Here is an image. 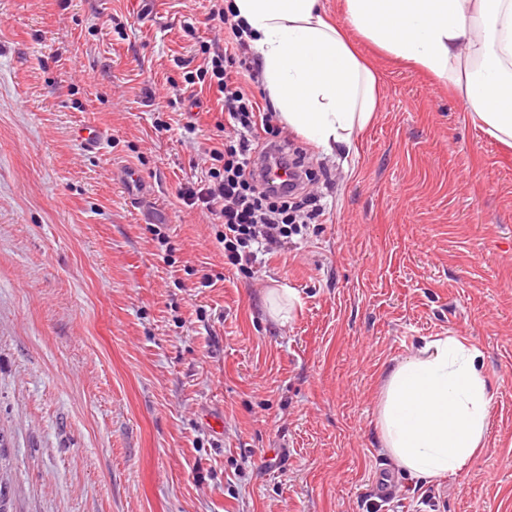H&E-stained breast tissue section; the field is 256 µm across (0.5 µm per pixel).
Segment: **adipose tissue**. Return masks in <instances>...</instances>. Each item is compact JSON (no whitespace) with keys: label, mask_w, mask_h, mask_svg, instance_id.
<instances>
[{"label":"adipose tissue","mask_w":512,"mask_h":512,"mask_svg":"<svg viewBox=\"0 0 512 512\" xmlns=\"http://www.w3.org/2000/svg\"><path fill=\"white\" fill-rule=\"evenodd\" d=\"M259 54L278 119L331 156L351 147L380 107L379 78L346 36L448 86L494 139L512 145V0H344L346 26L323 0H228ZM479 354L457 338L388 366L377 423L408 474L459 471L480 447L491 399Z\"/></svg>","instance_id":"ef3b65f1"}]
</instances>
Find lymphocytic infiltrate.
<instances>
[{
    "instance_id": "1",
    "label": "lymphocytic infiltrate",
    "mask_w": 512,
    "mask_h": 512,
    "mask_svg": "<svg viewBox=\"0 0 512 512\" xmlns=\"http://www.w3.org/2000/svg\"><path fill=\"white\" fill-rule=\"evenodd\" d=\"M208 20L222 24L223 50L201 44L202 65L186 71L187 84L216 89L222 100L216 120L217 142L207 152L209 164L196 182L187 183L178 198L199 209L211 223L223 225L216 240L224 249V263L247 273L264 256L281 253L293 237L306 236L310 224L323 215L321 193L312 191L317 178L304 160L288 149L287 138L272 124L271 112L261 111L238 80L246 62L240 56L243 26L234 12L210 9ZM294 167L295 180L287 190L273 188L259 170L260 163Z\"/></svg>"
}]
</instances>
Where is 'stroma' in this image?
I'll list each match as a JSON object with an SVG mask.
<instances>
[{"label": "stroma", "mask_w": 512, "mask_h": 512, "mask_svg": "<svg viewBox=\"0 0 512 512\" xmlns=\"http://www.w3.org/2000/svg\"><path fill=\"white\" fill-rule=\"evenodd\" d=\"M209 0H0V472L13 512H512V148L447 86L354 36L380 79L299 248L253 273L181 204L195 132L156 134ZM110 131L82 151L81 127ZM129 169L144 188L131 195ZM210 286H203V279ZM300 298L287 324L268 289ZM453 336L481 354L485 442L432 482L388 466L384 370Z\"/></svg>", "instance_id": "1"}]
</instances>
